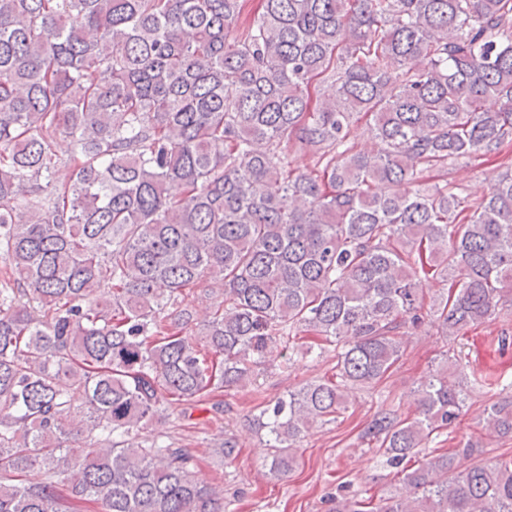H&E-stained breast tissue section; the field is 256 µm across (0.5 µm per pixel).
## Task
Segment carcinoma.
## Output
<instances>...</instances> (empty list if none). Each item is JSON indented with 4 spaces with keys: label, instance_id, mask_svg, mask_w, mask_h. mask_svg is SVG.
Returning a JSON list of instances; mask_svg holds the SVG:
<instances>
[{
    "label": "carcinoma",
    "instance_id": "carcinoma-1",
    "mask_svg": "<svg viewBox=\"0 0 512 512\" xmlns=\"http://www.w3.org/2000/svg\"><path fill=\"white\" fill-rule=\"evenodd\" d=\"M249 2L0 0V512H62L60 485L102 512H224L190 449L125 435L246 386L274 348L320 357L312 332L336 373L254 419L286 476L409 329L512 308V173L467 207L448 187V165L512 141V0H260L232 33ZM360 115L372 151L350 143ZM429 277L447 292L425 312ZM417 392L416 416L382 407L361 434L408 494L333 512H512V457L469 440L414 463L467 398L446 370ZM483 414L512 436V395Z\"/></svg>",
    "mask_w": 512,
    "mask_h": 512
}]
</instances>
